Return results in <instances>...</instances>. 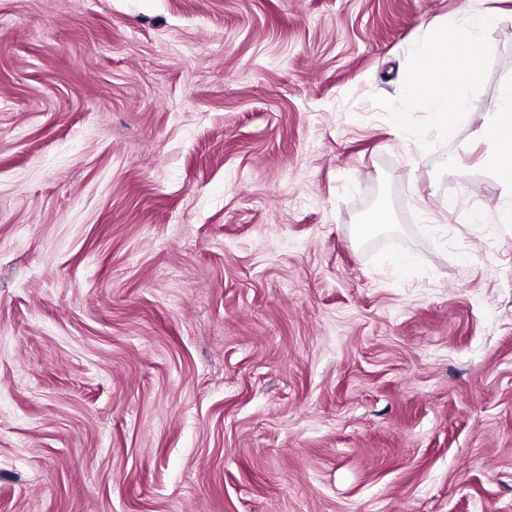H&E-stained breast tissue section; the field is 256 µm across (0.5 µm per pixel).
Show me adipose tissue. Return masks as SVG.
I'll return each instance as SVG.
<instances>
[{"instance_id": "ef3b65f1", "label": "adipose tissue", "mask_w": 512, "mask_h": 512, "mask_svg": "<svg viewBox=\"0 0 512 512\" xmlns=\"http://www.w3.org/2000/svg\"><path fill=\"white\" fill-rule=\"evenodd\" d=\"M493 23L489 14L468 9L462 22L431 26L423 42L410 53L413 79L404 96L427 110L432 128L453 136L458 121L478 105L470 91L482 80L480 59L490 47L483 34ZM487 147L485 165L507 188H512V85L501 94L496 112L490 113L479 135Z\"/></svg>"}]
</instances>
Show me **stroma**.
<instances>
[{
    "label": "stroma",
    "mask_w": 512,
    "mask_h": 512,
    "mask_svg": "<svg viewBox=\"0 0 512 512\" xmlns=\"http://www.w3.org/2000/svg\"><path fill=\"white\" fill-rule=\"evenodd\" d=\"M510 83L512 0H0V512H512ZM493 20L469 8L458 24L432 25L425 40L411 50L413 79L404 96L419 101L429 112L432 128L448 138L463 116L478 111L470 90L482 80L479 60L490 50L483 34ZM512 85L502 91L499 107L483 122L479 142L487 146L485 165L507 188H512Z\"/></svg>",
    "instance_id": "obj_1"
}]
</instances>
